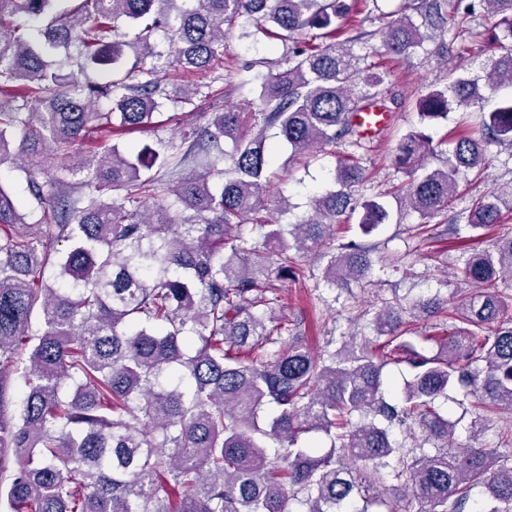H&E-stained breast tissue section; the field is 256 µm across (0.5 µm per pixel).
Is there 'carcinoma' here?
<instances>
[{
	"instance_id": "obj_1",
	"label": "carcinoma",
	"mask_w": 512,
	"mask_h": 512,
	"mask_svg": "<svg viewBox=\"0 0 512 512\" xmlns=\"http://www.w3.org/2000/svg\"><path fill=\"white\" fill-rule=\"evenodd\" d=\"M448 2L416 0L387 22L381 48L410 57L423 28L463 29L475 3L450 16ZM480 2L512 40V0ZM352 10L345 0H0V167L25 174L34 203L23 211L0 181V512H400L379 489L386 468L420 512H469L475 488L478 512H512V455L448 447L467 413L474 442L490 415L512 418V303L497 288L512 276V236L466 256L463 287L447 296L379 299L372 338L352 332L337 350H311L300 320L271 316L272 265L296 276L312 254L328 284L364 285L378 244L331 247V225L359 207L364 235L410 212L426 224L461 174L484 172L490 146H512L511 94L479 135L447 142L439 166L426 131L405 134L395 162L408 181L389 201L359 204L366 175L350 154L301 220L261 216L267 129L292 157L337 141L360 148L352 115L385 107L383 75L360 66V36L342 24ZM19 14L52 20L34 38ZM239 19L289 43L258 87L261 125L213 112L158 150L112 142L223 81L224 26ZM158 31L169 65L206 84L162 87ZM307 32L321 43L302 41ZM500 49L485 87L512 91V44ZM98 68L114 78L85 77ZM478 81L449 72L419 99L421 122L483 99ZM92 130L99 156L82 153ZM505 197L512 185L477 199L467 226L501 223ZM250 220L259 243L242 231ZM442 314L451 328L422 336L435 352L403 339L406 324ZM395 355L410 377L393 401L384 368ZM450 391L456 419L436 405ZM406 423L420 440L407 451L391 436ZM427 444L435 453L416 452Z\"/></svg>"
}]
</instances>
